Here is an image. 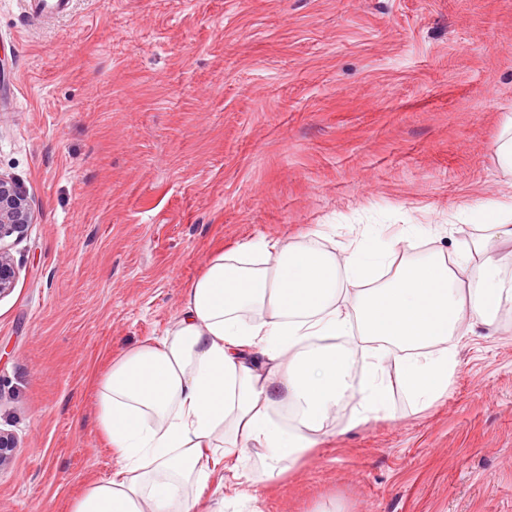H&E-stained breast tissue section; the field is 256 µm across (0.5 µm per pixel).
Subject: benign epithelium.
Instances as JSON below:
<instances>
[{
    "mask_svg": "<svg viewBox=\"0 0 512 512\" xmlns=\"http://www.w3.org/2000/svg\"><path fill=\"white\" fill-rule=\"evenodd\" d=\"M32 220L26 190L13 177L0 172V297L11 291L16 278V268L4 242L22 237Z\"/></svg>",
    "mask_w": 512,
    "mask_h": 512,
    "instance_id": "1",
    "label": "benign epithelium"
}]
</instances>
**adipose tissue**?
<instances>
[{"label":"adipose tissue","mask_w":512,"mask_h":512,"mask_svg":"<svg viewBox=\"0 0 512 512\" xmlns=\"http://www.w3.org/2000/svg\"><path fill=\"white\" fill-rule=\"evenodd\" d=\"M479 216L477 237L451 257L397 258L420 224L386 242L372 230L341 260L315 233L216 249L164 335L98 378L96 424L118 467L70 512H220L207 493L214 469L247 474L252 446L264 453L239 499L262 512V485L315 446L345 400L366 416L386 411L390 366L416 406L447 397L462 323L494 329L512 309V203ZM357 335L367 343L360 379L341 344ZM277 406L291 410L290 424L274 419Z\"/></svg>","instance_id":"adipose-tissue-1"}]
</instances>
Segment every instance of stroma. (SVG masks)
<instances>
[{
  "label": "stroma",
  "mask_w": 512,
  "mask_h": 512,
  "mask_svg": "<svg viewBox=\"0 0 512 512\" xmlns=\"http://www.w3.org/2000/svg\"><path fill=\"white\" fill-rule=\"evenodd\" d=\"M512 0H0V171L35 213L0 298V512H70L115 460L96 379L163 336L220 244L427 224L452 253L512 199ZM343 403L263 512H512V312L448 396ZM25 2L26 13L30 17L51 18L68 9V1L64 0H26ZM497 158L500 167L512 174V115L505 116L497 147Z\"/></svg>",
  "instance_id": "35a3bbf8"
}]
</instances>
